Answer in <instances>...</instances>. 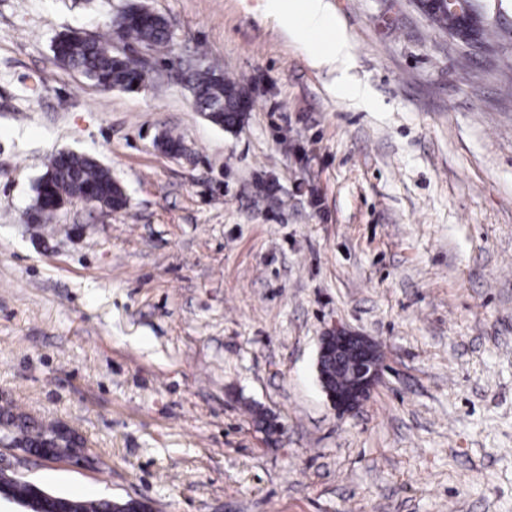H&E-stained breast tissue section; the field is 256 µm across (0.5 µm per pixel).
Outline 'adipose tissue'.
<instances>
[{"label":"adipose tissue","instance_id":"adipose-tissue-1","mask_svg":"<svg viewBox=\"0 0 512 512\" xmlns=\"http://www.w3.org/2000/svg\"><path fill=\"white\" fill-rule=\"evenodd\" d=\"M264 15L281 20L289 33L302 37L307 33L331 32L332 37L325 52L316 55V63L336 66L338 87L357 104L370 105L366 86L353 81L349 75L354 66L348 39L344 30L336 28L328 0H262Z\"/></svg>","mask_w":512,"mask_h":512}]
</instances>
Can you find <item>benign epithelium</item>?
<instances>
[{
    "label": "benign epithelium",
    "mask_w": 512,
    "mask_h": 512,
    "mask_svg": "<svg viewBox=\"0 0 512 512\" xmlns=\"http://www.w3.org/2000/svg\"><path fill=\"white\" fill-rule=\"evenodd\" d=\"M316 371L328 401L340 415L360 409L381 377L382 356L366 337L333 327L320 339ZM40 463L19 448H0V498L10 499L9 486L21 472ZM115 512H144L147 503L137 499L114 500Z\"/></svg>",
    "instance_id": "benign-epithelium-1"
}]
</instances>
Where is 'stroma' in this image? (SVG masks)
Masks as SVG:
<instances>
[{
  "instance_id": "35a3bbf8",
  "label": "stroma",
  "mask_w": 512,
  "mask_h": 512,
  "mask_svg": "<svg viewBox=\"0 0 512 512\" xmlns=\"http://www.w3.org/2000/svg\"><path fill=\"white\" fill-rule=\"evenodd\" d=\"M134 3L251 84L239 127L195 110L167 53L133 91L54 60L59 34L105 35ZM329 4L373 107L260 0H0V407L96 459L34 466L46 489L152 512H512V0H468L471 40L423 0ZM59 152L110 168L126 208L28 223ZM336 323L383 358L344 416L315 369Z\"/></svg>"
}]
</instances>
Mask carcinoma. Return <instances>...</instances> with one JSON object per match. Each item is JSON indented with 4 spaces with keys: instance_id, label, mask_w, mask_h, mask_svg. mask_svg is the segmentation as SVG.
Returning a JSON list of instances; mask_svg holds the SVG:
<instances>
[{
    "instance_id": "1",
    "label": "carcinoma",
    "mask_w": 512,
    "mask_h": 512,
    "mask_svg": "<svg viewBox=\"0 0 512 512\" xmlns=\"http://www.w3.org/2000/svg\"><path fill=\"white\" fill-rule=\"evenodd\" d=\"M459 9L465 10L463 0H448L434 19L442 26L454 27L459 23ZM115 40L146 53H159L170 47L173 37L162 16L144 6L132 5L121 12L120 18L109 21L108 36L89 37L72 30L57 38L52 51L59 65L82 73L104 90L130 89L142 77V61L114 52ZM187 83L195 108L209 113L211 123L229 130L241 122L237 93L246 90L243 80L226 76L219 67L202 61ZM45 175L49 179L37 184L34 205L44 224L51 221L57 203L64 198L88 196L110 209L126 205L125 193L112 179V171L90 156L61 152L50 159ZM0 433L8 434L10 441L23 445L32 454L50 451L64 456L70 452L65 443L44 448L48 438L62 433L60 426L37 423L9 408H0Z\"/></svg>"
}]
</instances>
